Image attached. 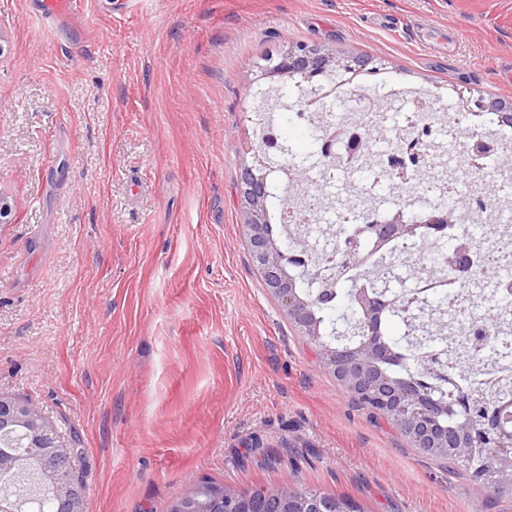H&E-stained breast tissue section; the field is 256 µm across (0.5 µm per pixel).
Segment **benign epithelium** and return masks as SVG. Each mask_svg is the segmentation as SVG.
<instances>
[{
    "label": "benign epithelium",
    "instance_id": "benign-epithelium-1",
    "mask_svg": "<svg viewBox=\"0 0 512 512\" xmlns=\"http://www.w3.org/2000/svg\"><path fill=\"white\" fill-rule=\"evenodd\" d=\"M352 71L340 63L332 50L318 43H298L283 57L259 67L253 96L267 98L280 94L295 77L311 84L310 99L324 102L336 93V73ZM461 150L478 167H484L482 141L472 129L462 131ZM270 151L265 140H260L254 155L255 164L244 167L242 180L245 187L241 198L244 224L247 226L248 244L252 261L266 278L269 292L296 327L306 336L320 335L313 306L327 302L333 293L334 275L322 279V289L310 299L302 294L296 283L288 277L291 267L308 269L306 240L297 238L289 250L282 249L266 231L268 220V167ZM381 232V226L366 222L352 236L343 249L338 270L360 264L368 250L371 236ZM321 354L325 366L350 389L358 399L370 404L377 413H386L404 424L405 434L425 448L449 449L465 454L477 446L500 448V482L512 483V432L496 426L494 414L488 412L481 399H466L448 394V400L420 401L423 381H400L387 376L380 363L387 354L385 345L373 332L370 321L355 344H327ZM456 419V425L447 428L444 418ZM17 426L27 429L30 457L27 467L30 476L41 488H48L69 504L67 512H81L84 484L71 469L65 473L45 465L47 458L68 454L54 427L35 405L0 395V434Z\"/></svg>",
    "mask_w": 512,
    "mask_h": 512
}]
</instances>
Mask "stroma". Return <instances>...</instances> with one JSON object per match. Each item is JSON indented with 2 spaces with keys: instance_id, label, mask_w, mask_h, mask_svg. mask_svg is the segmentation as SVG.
Instances as JSON below:
<instances>
[{
  "instance_id": "stroma-1",
  "label": "stroma",
  "mask_w": 512,
  "mask_h": 512,
  "mask_svg": "<svg viewBox=\"0 0 512 512\" xmlns=\"http://www.w3.org/2000/svg\"><path fill=\"white\" fill-rule=\"evenodd\" d=\"M84 0L42 28L0 0V395L71 447L83 512H169L206 481L303 484L362 512H512L358 408L246 247L258 66L297 42L358 62L329 102H512V0ZM90 24L82 41L75 27ZM457 44L419 45L428 25Z\"/></svg>"
}]
</instances>
